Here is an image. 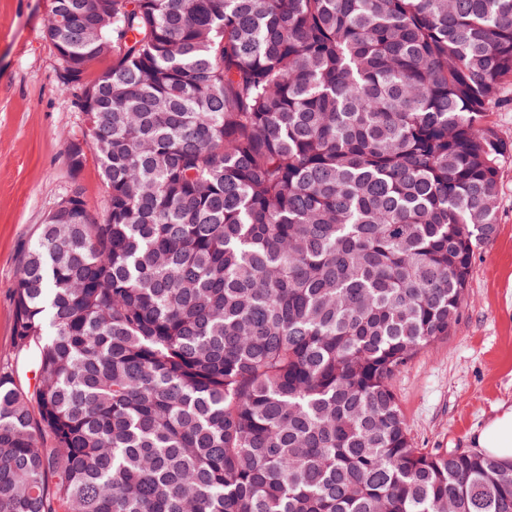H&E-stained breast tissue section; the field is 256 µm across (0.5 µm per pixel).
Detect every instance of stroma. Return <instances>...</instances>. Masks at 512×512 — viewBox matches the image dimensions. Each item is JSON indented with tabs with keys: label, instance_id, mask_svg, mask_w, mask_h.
<instances>
[{
	"label": "stroma",
	"instance_id": "1",
	"mask_svg": "<svg viewBox=\"0 0 512 512\" xmlns=\"http://www.w3.org/2000/svg\"><path fill=\"white\" fill-rule=\"evenodd\" d=\"M52 0H0V364L13 338L19 258L72 190L99 212L105 184L94 152L80 169L67 148L85 116L62 91L44 30ZM494 236L472 263L467 303L451 334L393 379L409 434L429 451L474 450V435L512 404V152L500 164Z\"/></svg>",
	"mask_w": 512,
	"mask_h": 512
}]
</instances>
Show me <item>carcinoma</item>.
<instances>
[{
    "mask_svg": "<svg viewBox=\"0 0 512 512\" xmlns=\"http://www.w3.org/2000/svg\"><path fill=\"white\" fill-rule=\"evenodd\" d=\"M89 2L45 36L106 195L21 254L0 512H512L392 387L496 231L512 0ZM488 120L505 136L512 144V84L506 82L501 90L499 101L492 106Z\"/></svg>",
    "mask_w": 512,
    "mask_h": 512,
    "instance_id": "obj_1",
    "label": "carcinoma"
}]
</instances>
